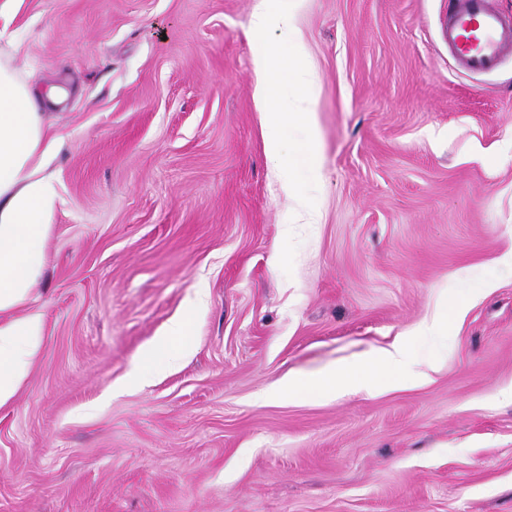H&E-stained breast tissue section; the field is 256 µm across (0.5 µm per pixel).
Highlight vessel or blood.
<instances>
[{
	"instance_id": "vessel-or-blood-1",
	"label": "vessel or blood",
	"mask_w": 512,
	"mask_h": 512,
	"mask_svg": "<svg viewBox=\"0 0 512 512\" xmlns=\"http://www.w3.org/2000/svg\"><path fill=\"white\" fill-rule=\"evenodd\" d=\"M442 32L464 70L491 72L512 56V19L496 13L489 0H454Z\"/></svg>"
}]
</instances>
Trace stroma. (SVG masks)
<instances>
[{
    "label": "stroma",
    "mask_w": 512,
    "mask_h": 512,
    "mask_svg": "<svg viewBox=\"0 0 512 512\" xmlns=\"http://www.w3.org/2000/svg\"><path fill=\"white\" fill-rule=\"evenodd\" d=\"M266 0H10L60 201L0 405V512H512V58L460 69L451 0H278L314 75L319 169L285 196ZM491 288H484V281ZM448 316V344L415 329ZM190 315L191 353L139 354ZM408 336L401 382L269 398ZM42 342L43 319L39 312L0 321V405L15 395Z\"/></svg>",
    "instance_id": "obj_1"
}]
</instances>
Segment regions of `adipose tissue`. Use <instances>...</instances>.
Wrapping results in <instances>:
<instances>
[{"label": "adipose tissue", "mask_w": 512, "mask_h": 512, "mask_svg": "<svg viewBox=\"0 0 512 512\" xmlns=\"http://www.w3.org/2000/svg\"><path fill=\"white\" fill-rule=\"evenodd\" d=\"M282 28L287 53L268 45L255 60L256 97L268 131V154L278 166L282 190L292 195L300 188V167L316 166L309 145L291 147L285 137L291 128L313 130V78L304 66L292 19H283ZM63 95L58 88L40 92L33 79L0 61V405L15 395L43 342L41 314L31 311L18 317L14 311L27 301L44 268V243L59 194L56 180L47 172L58 140L48 136L42 110L58 104ZM190 323L187 317L172 322L166 336L135 360L132 371L139 381L188 353ZM413 363L409 346L401 340L317 377L278 382L271 393L331 397L405 376Z\"/></svg>", "instance_id": "adipose-tissue-1"}]
</instances>
